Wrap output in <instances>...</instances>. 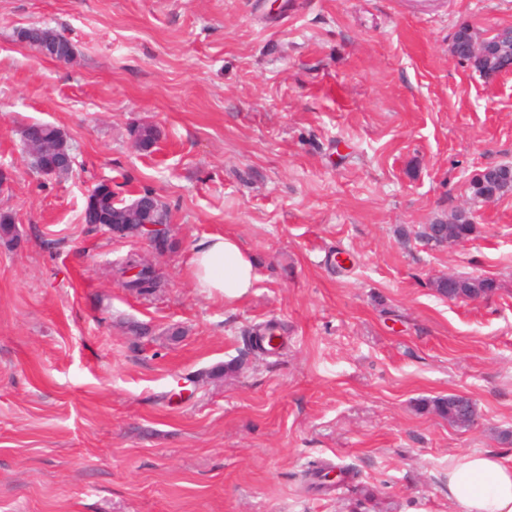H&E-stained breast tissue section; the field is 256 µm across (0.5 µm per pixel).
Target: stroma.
Instances as JSON below:
<instances>
[{"instance_id":"35a3bbf8","label":"stroma","mask_w":512,"mask_h":512,"mask_svg":"<svg viewBox=\"0 0 512 512\" xmlns=\"http://www.w3.org/2000/svg\"><path fill=\"white\" fill-rule=\"evenodd\" d=\"M32 25L73 60L31 50ZM463 25L512 27V0H0V512H458L450 459L512 456V194L469 191L512 164V73L453 56ZM37 122L69 174L31 169ZM102 180L158 194L171 248L84 223ZM464 206L470 239L430 247ZM214 233L257 263L230 307L186 269ZM131 251L165 288L123 287ZM449 274L497 288L453 302ZM268 322L286 348L248 353ZM457 392L472 427L417 409ZM312 463L357 476L308 490ZM20 40L39 54L41 53L42 48L48 43H58L59 45H64L66 43H70L68 39L65 37L55 33L53 30L40 27V26H32L26 29H23L20 32ZM71 44V43H70ZM72 45V44H71ZM41 55L45 58L51 59V57H55L56 48L54 45H47ZM21 140L25 149L34 141H39L52 153L71 154V148L64 132L48 123H33L22 128ZM469 190L474 200L482 202L495 200L512 191V181L506 187L505 183L498 178L485 177L480 179L475 177L470 183Z\"/></svg>"}]
</instances>
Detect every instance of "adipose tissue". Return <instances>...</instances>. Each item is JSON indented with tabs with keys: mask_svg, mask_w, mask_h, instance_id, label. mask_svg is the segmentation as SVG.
Returning <instances> with one entry per match:
<instances>
[{
	"mask_svg": "<svg viewBox=\"0 0 512 512\" xmlns=\"http://www.w3.org/2000/svg\"><path fill=\"white\" fill-rule=\"evenodd\" d=\"M188 274L200 293L228 305L244 297L258 279L252 256L229 234L197 242ZM448 499L461 512H512V462L495 452L457 455L448 467Z\"/></svg>",
	"mask_w": 512,
	"mask_h": 512,
	"instance_id": "adipose-tissue-1",
	"label": "adipose tissue"
}]
</instances>
